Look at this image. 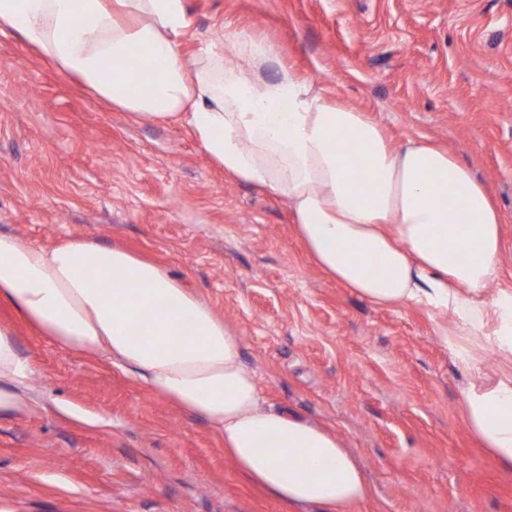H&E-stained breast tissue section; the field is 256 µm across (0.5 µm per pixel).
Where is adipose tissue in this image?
<instances>
[{"mask_svg":"<svg viewBox=\"0 0 512 512\" xmlns=\"http://www.w3.org/2000/svg\"><path fill=\"white\" fill-rule=\"evenodd\" d=\"M0 24L113 107L187 127L227 175L287 198L313 261L363 299L448 311L512 360V292L486 295L501 217L447 149L423 136L391 146L366 113L311 94L292 70L267 77L273 46L243 33L235 59L216 48L187 66L184 0H0ZM135 56L153 63L150 77L136 75ZM1 300L39 336L106 357L206 421L274 498L344 512L368 496L355 456L327 428L265 405L223 317L158 263L116 244L45 249L0 233ZM136 311L150 319V335L132 333ZM185 324L187 336L178 332ZM32 373L14 328L0 323V415L24 407ZM462 417L512 468V376L468 388Z\"/></svg>","mask_w":512,"mask_h":512,"instance_id":"1","label":"adipose tissue"}]
</instances>
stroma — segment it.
Here are the masks:
<instances>
[{
	"mask_svg": "<svg viewBox=\"0 0 512 512\" xmlns=\"http://www.w3.org/2000/svg\"><path fill=\"white\" fill-rule=\"evenodd\" d=\"M186 62L222 36L269 41L393 144L445 146L491 189L512 290V0H184ZM119 243L167 267L238 336L263 401L336 433L370 493L348 512H512V470L464 424L463 391L512 372L442 340L450 315L379 307L330 278L283 196L227 177L191 131L117 110L0 32V233ZM25 409L0 417V512H305L249 482L211 426L93 354L36 336Z\"/></svg>",
	"mask_w": 512,
	"mask_h": 512,
	"instance_id": "35a3bbf8",
	"label": "stroma"
}]
</instances>
